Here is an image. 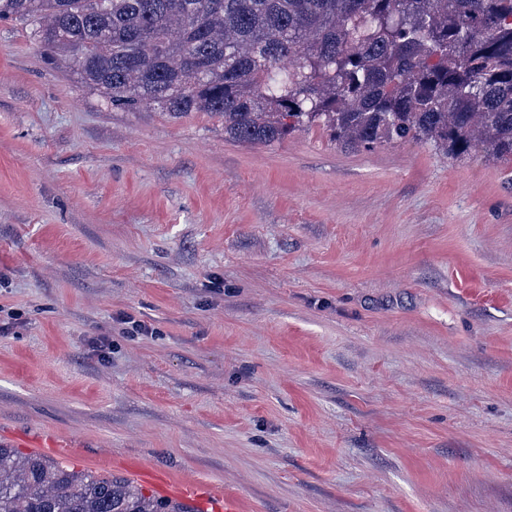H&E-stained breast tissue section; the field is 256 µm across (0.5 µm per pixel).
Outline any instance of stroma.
Here are the masks:
<instances>
[{"instance_id":"35a3bbf8","label":"stroma","mask_w":512,"mask_h":512,"mask_svg":"<svg viewBox=\"0 0 512 512\" xmlns=\"http://www.w3.org/2000/svg\"><path fill=\"white\" fill-rule=\"evenodd\" d=\"M0 324L22 453L241 512H512L510 164L114 109L0 22Z\"/></svg>"}]
</instances>
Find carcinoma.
<instances>
[{"mask_svg":"<svg viewBox=\"0 0 512 512\" xmlns=\"http://www.w3.org/2000/svg\"><path fill=\"white\" fill-rule=\"evenodd\" d=\"M114 109L207 112L270 144L416 141L512 160V0H0ZM0 512H198L0 444Z\"/></svg>","mask_w":512,"mask_h":512,"instance_id":"cac0c4a2","label":"carcinoma"}]
</instances>
